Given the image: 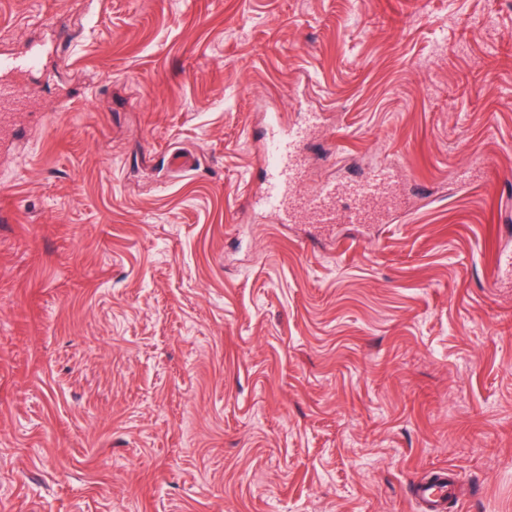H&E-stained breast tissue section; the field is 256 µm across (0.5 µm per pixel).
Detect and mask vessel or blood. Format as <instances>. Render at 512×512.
Wrapping results in <instances>:
<instances>
[{"instance_id":"1","label":"vessel or blood","mask_w":512,"mask_h":512,"mask_svg":"<svg viewBox=\"0 0 512 512\" xmlns=\"http://www.w3.org/2000/svg\"><path fill=\"white\" fill-rule=\"evenodd\" d=\"M41 49L27 53L0 57V112H22L28 106L16 77L37 67ZM309 143L308 128H290L278 131L266 143L262 160L268 170V178L257 204L261 209L275 213L281 223H288L302 214H310L319 224H368L373 220L370 208L372 196L387 181V171L380 170L366 180L347 188L336 185L324 186L317 194L300 193L305 177V151ZM349 195L354 204L348 210H340L342 195ZM457 494L453 472L447 468L435 470L433 478L415 483L412 488L414 501L420 512H447L448 502Z\"/></svg>"}]
</instances>
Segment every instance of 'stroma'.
<instances>
[{
    "mask_svg": "<svg viewBox=\"0 0 512 512\" xmlns=\"http://www.w3.org/2000/svg\"><path fill=\"white\" fill-rule=\"evenodd\" d=\"M0 512H512V0H0ZM391 172L371 224L256 206ZM42 50L32 47L27 53L19 56L0 57V112H24L28 106L27 96L22 94L20 85L15 81L19 74L37 67ZM317 122L316 115L306 127L279 130L265 144L262 160L268 170L263 195L257 204L275 213L281 223L293 222L309 213L318 224H369L373 221L370 201L388 180L389 171L379 170L366 180L352 184L344 191L336 185H326L317 194L298 192L305 177V151L309 131ZM343 193L355 200V205L342 212L339 202ZM434 480L426 479L413 485L412 495L421 512H446L448 501L457 494L454 473L440 468L432 473Z\"/></svg>",
    "mask_w": 512,
    "mask_h": 512,
    "instance_id": "stroma-1",
    "label": "stroma"
}]
</instances>
